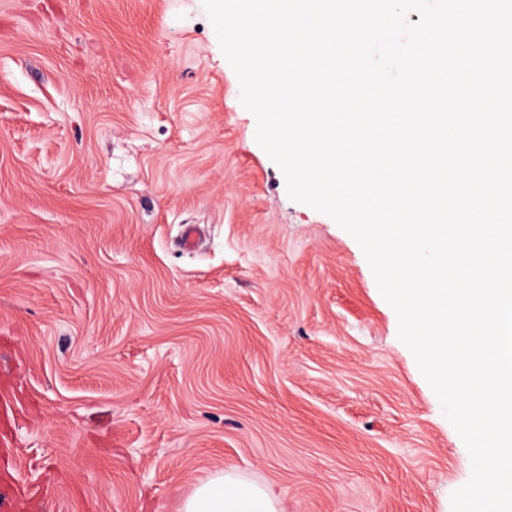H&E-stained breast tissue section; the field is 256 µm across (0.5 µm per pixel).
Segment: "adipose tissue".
Segmentation results:
<instances>
[{"mask_svg": "<svg viewBox=\"0 0 512 512\" xmlns=\"http://www.w3.org/2000/svg\"><path fill=\"white\" fill-rule=\"evenodd\" d=\"M180 512H281L279 500L264 486L230 471L219 472L187 498Z\"/></svg>", "mask_w": 512, "mask_h": 512, "instance_id": "1", "label": "adipose tissue"}]
</instances>
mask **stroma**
<instances>
[{
  "mask_svg": "<svg viewBox=\"0 0 512 512\" xmlns=\"http://www.w3.org/2000/svg\"><path fill=\"white\" fill-rule=\"evenodd\" d=\"M201 0H0V496L451 512L469 453L358 243L289 199ZM204 232L178 245L185 225ZM179 512H282L279 500L264 486L230 471L219 472L187 498Z\"/></svg>",
  "mask_w": 512,
  "mask_h": 512,
  "instance_id": "stroma-1",
  "label": "stroma"
}]
</instances>
